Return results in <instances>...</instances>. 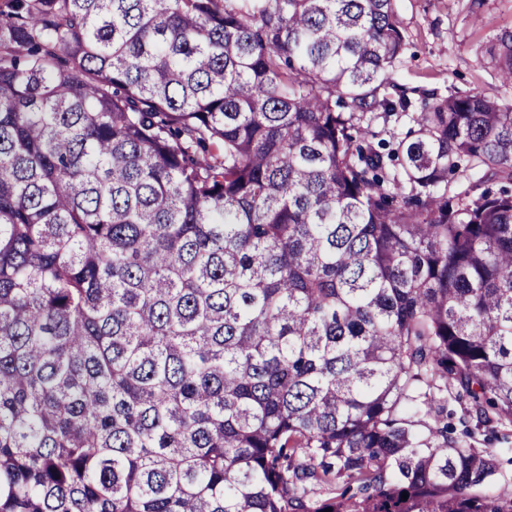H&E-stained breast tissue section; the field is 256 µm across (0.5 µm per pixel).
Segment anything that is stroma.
<instances>
[{
    "instance_id": "35a3bbf8",
    "label": "stroma",
    "mask_w": 512,
    "mask_h": 512,
    "mask_svg": "<svg viewBox=\"0 0 512 512\" xmlns=\"http://www.w3.org/2000/svg\"><path fill=\"white\" fill-rule=\"evenodd\" d=\"M396 14L406 50L393 77L412 100L425 92L441 98L472 91L512 96L497 81L485 51L495 34L512 29V0H396ZM472 444L494 450V488L512 492V435L481 426Z\"/></svg>"
}]
</instances>
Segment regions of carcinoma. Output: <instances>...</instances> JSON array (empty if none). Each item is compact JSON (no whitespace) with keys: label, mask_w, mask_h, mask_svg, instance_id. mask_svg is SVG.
Segmentation results:
<instances>
[{"label":"carcinoma","mask_w":512,"mask_h":512,"mask_svg":"<svg viewBox=\"0 0 512 512\" xmlns=\"http://www.w3.org/2000/svg\"><path fill=\"white\" fill-rule=\"evenodd\" d=\"M395 2L3 0L0 512H512V99ZM396 14L406 50L393 78L417 105L422 92L512 97L485 51L495 34L512 29V0H397ZM473 430V439L469 440L475 448H493L499 464L494 489L497 491L512 492V430L509 436L503 438L501 430L497 433L490 428L476 427V421H470Z\"/></svg>","instance_id":"obj_1"}]
</instances>
